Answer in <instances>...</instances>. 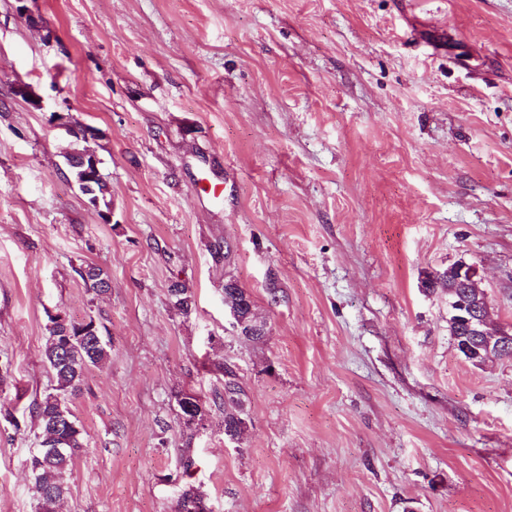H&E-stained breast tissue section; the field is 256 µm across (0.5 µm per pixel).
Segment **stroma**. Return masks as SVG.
Instances as JSON below:
<instances>
[{
	"instance_id": "obj_1",
	"label": "stroma",
	"mask_w": 512,
	"mask_h": 512,
	"mask_svg": "<svg viewBox=\"0 0 512 512\" xmlns=\"http://www.w3.org/2000/svg\"><path fill=\"white\" fill-rule=\"evenodd\" d=\"M27 5L0 0V512L35 510L38 422L6 414L51 392L59 311L110 356L67 400L86 446L58 512H175L185 484L211 512H512V359L466 361L422 286L466 261L512 324V0ZM230 279L263 341L232 327ZM87 158V165L93 159H95L98 163V168L100 170V161L96 158V156L87 151L83 152H75L69 156H67L68 165L73 173L75 180L77 181L79 188L81 191L89 196V201L97 206L100 203V200L103 202L104 206L107 210H110V202L106 201V195L109 193L107 183L104 181L103 176L98 172L97 164L95 163L96 176L100 177L97 180H89L86 177L85 169L87 167L82 165V160ZM78 275L86 285V287L90 288L96 294H106L109 289V280L107 275L103 272L102 269L88 264L85 267H81L77 271ZM107 283L108 288H101L103 284ZM224 300H227L228 304L236 307L251 326L260 325L258 332L250 333L248 326H246L243 328L240 327V329L237 330L238 334L252 341L263 340L266 335V322L258 315L255 304L246 288L240 286L235 280H227L224 284ZM241 315L238 314L236 310L230 309L232 324L236 329L244 323ZM170 302L172 306L188 315L195 309V297L193 292L180 282H174L169 288ZM246 396L237 372L228 364L224 366V435L231 432L240 440L248 428V415L243 407Z\"/></svg>"
}]
</instances>
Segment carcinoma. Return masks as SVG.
<instances>
[{
  "label": "carcinoma",
  "instance_id": "carcinoma-1",
  "mask_svg": "<svg viewBox=\"0 0 512 512\" xmlns=\"http://www.w3.org/2000/svg\"><path fill=\"white\" fill-rule=\"evenodd\" d=\"M84 159L90 162L95 159V155L83 151L67 156L68 165L79 188L89 196L93 205L97 206L102 202L105 207H110V203L106 201L109 193L107 183L101 177L96 180L86 177L85 166L82 165ZM77 273L90 290L98 295L107 293L103 284L108 282V277L102 269L89 264L77 270ZM423 287L432 292L437 289L447 290L448 270L428 276ZM169 296L172 306L179 312L188 315L195 309L194 294L184 284L173 283L169 288ZM224 299L236 307L250 325H260L257 332L252 333L243 327L238 330V334L252 341L263 340L266 335V322L258 315L248 291L237 281L229 279L224 284ZM449 328L457 350L465 359L475 361L474 348L478 347L480 337L462 324L451 323ZM46 330L48 336L44 358L52 371L55 388L54 392L32 402L31 410L39 422L40 434L39 447L27 459V468L33 480L37 512H57V505L67 491V474L85 441L83 429L67 407L66 396H73L81 389L90 367L106 362L110 343L99 334L92 341H86L82 336L85 331L83 324L73 321L65 327L51 318ZM245 396L243 383L237 372L230 365H224V432L231 433L238 440L248 428V415L243 407ZM177 405L180 418L184 421L190 416L203 415V406L192 394H179ZM62 410L67 412L72 426L61 433L56 430L55 421Z\"/></svg>",
  "mask_w": 512,
  "mask_h": 512
}]
</instances>
